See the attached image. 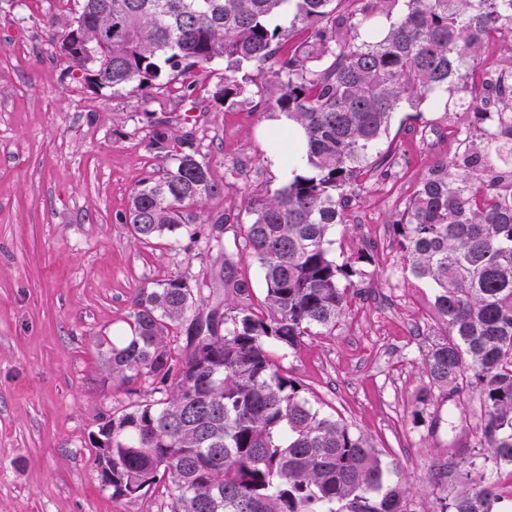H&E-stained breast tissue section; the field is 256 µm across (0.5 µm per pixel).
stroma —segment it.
<instances>
[{"label":"stroma","instance_id":"obj_1","mask_svg":"<svg viewBox=\"0 0 512 512\" xmlns=\"http://www.w3.org/2000/svg\"><path fill=\"white\" fill-rule=\"evenodd\" d=\"M58 0H0V512H164L166 496L112 497L97 479L90 438L100 417L149 399L150 387L105 381L98 341L129 332L140 288L209 273L202 245L141 242L125 222L132 190L161 176L191 135L224 193L205 216L246 222V200L287 181L271 155L287 150L273 87L215 98L226 61L163 89L119 93L68 68L48 29ZM194 84L182 96L181 84ZM175 136L151 145L155 121ZM468 118L394 113L382 140L397 158L385 180L366 178L346 223L329 238L336 261L354 258L364 295L328 336L294 349L270 343L280 368L314 407L378 449L385 478L405 491L406 512H440L469 491L460 476L436 484L439 465L478 424L479 397L429 391L425 359L444 325L435 290L403 268L393 222L434 164L454 153Z\"/></svg>","mask_w":512,"mask_h":512}]
</instances>
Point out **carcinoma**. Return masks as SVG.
Returning a JSON list of instances; mask_svg holds the SVG:
<instances>
[{"label": "carcinoma", "mask_w": 512, "mask_h": 512, "mask_svg": "<svg viewBox=\"0 0 512 512\" xmlns=\"http://www.w3.org/2000/svg\"><path fill=\"white\" fill-rule=\"evenodd\" d=\"M404 9L392 16L398 2ZM77 17L51 39L68 66L119 92L168 86L219 60L216 97L249 85L277 88L303 154L288 158L285 185L246 202L240 238L266 286L262 308L218 227L196 229L197 207L224 192L198 153H179L165 173L142 179L126 223L142 242H203L211 273L139 289L130 334L100 343L121 383L148 384L157 400L100 418L112 433V496L136 498L164 485L168 512H405L404 490L384 481L377 449L344 422L313 407L267 346L296 348L328 336L359 294L350 261L331 256L330 232L346 223L362 178L386 177L381 150L391 116L467 112L453 155L422 178L394 221L404 268L436 288L445 334L427 354L429 389L448 400L478 394L484 413L472 447L512 468V0H80ZM293 29L308 36L283 51ZM500 55L486 59L488 33ZM491 74L477 81L478 72ZM171 132L154 125L151 142ZM224 297V316L197 339L198 302ZM186 329L185 345L177 330ZM471 491L442 512H492L498 484L460 474Z\"/></svg>", "instance_id": "obj_1"}]
</instances>
